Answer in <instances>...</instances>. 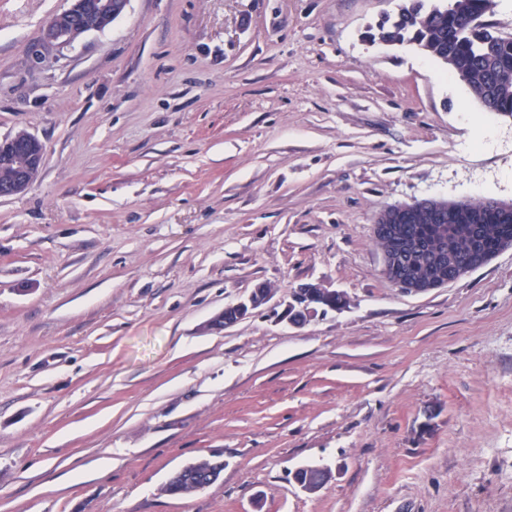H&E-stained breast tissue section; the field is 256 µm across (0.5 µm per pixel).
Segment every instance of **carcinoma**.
<instances>
[{
	"mask_svg": "<svg viewBox=\"0 0 512 512\" xmlns=\"http://www.w3.org/2000/svg\"><path fill=\"white\" fill-rule=\"evenodd\" d=\"M496 0H406L397 17L377 26L378 39L392 44L409 43L422 53L446 65L463 81L471 96L486 110L512 116V38L490 31L484 17L493 12ZM38 150L14 156L9 165H0V185L11 181L18 166L38 173ZM377 246L390 252L394 242L385 231L393 226L407 238L425 243L422 251H409L401 264L386 274L395 284L406 274L417 284L432 278H448V266L437 267L434 258L443 245L452 247L460 259L473 258L467 228H479L481 252L491 256L507 241H512V219L495 211L489 201L466 198L445 210L443 220L433 218L420 202L388 208L377 220ZM224 471V462L203 459L184 466L169 480L165 491L172 495L190 494L213 484Z\"/></svg>",
	"mask_w": 512,
	"mask_h": 512,
	"instance_id": "carcinoma-1",
	"label": "carcinoma"
}]
</instances>
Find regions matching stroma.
I'll return each instance as SVG.
<instances>
[{"label": "stroma", "mask_w": 512, "mask_h": 512, "mask_svg": "<svg viewBox=\"0 0 512 512\" xmlns=\"http://www.w3.org/2000/svg\"><path fill=\"white\" fill-rule=\"evenodd\" d=\"M401 2L129 0L59 49L69 0H0V139L43 145L0 199V512H512V249L406 294L374 236L512 203V117L372 39ZM263 284L347 306L212 327ZM224 471V461L203 459L184 466L167 483L165 490L172 495L190 494L213 484Z\"/></svg>", "instance_id": "stroma-1"}]
</instances>
